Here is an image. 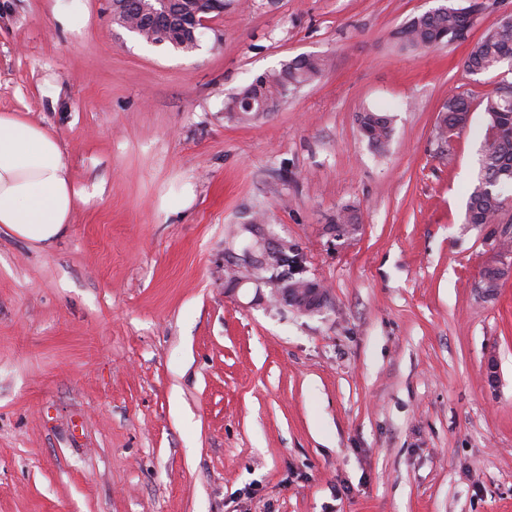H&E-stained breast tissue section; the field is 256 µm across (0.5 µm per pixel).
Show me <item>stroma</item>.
Instances as JSON below:
<instances>
[{
    "mask_svg": "<svg viewBox=\"0 0 512 512\" xmlns=\"http://www.w3.org/2000/svg\"><path fill=\"white\" fill-rule=\"evenodd\" d=\"M448 1L224 0L182 52L108 0H0V113L89 191L52 244L0 233V512H512V276L481 287L512 200L463 221L498 76L397 37ZM300 55L326 71L229 118ZM246 240L299 252L323 308ZM444 115L442 118V134L450 128L464 129L471 112V102L462 95H454L448 98L443 106ZM359 130L368 142L379 149L384 148L393 134V115L389 112L366 110L358 115ZM284 257L285 255L282 249H269L264 254V257L258 260V266L273 272V276L277 280L279 288H281L280 297L287 305L292 306L302 314L317 312L324 302V291L321 285L317 281H314L317 284L316 288H311V292L304 297L300 290H298V288L304 287L293 283V279L287 277V267L284 272L278 265H276L275 261L278 260L279 263H282L281 259ZM265 262L268 264H274V266L267 265ZM316 292L318 294H314Z\"/></svg>",
    "mask_w": 512,
    "mask_h": 512,
    "instance_id": "35a3bbf8",
    "label": "stroma"
}]
</instances>
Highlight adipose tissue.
Returning a JSON list of instances; mask_svg holds the SVG:
<instances>
[{
  "label": "adipose tissue",
  "mask_w": 512,
  "mask_h": 512,
  "mask_svg": "<svg viewBox=\"0 0 512 512\" xmlns=\"http://www.w3.org/2000/svg\"><path fill=\"white\" fill-rule=\"evenodd\" d=\"M83 191L56 138L13 112L0 113V232L37 245L62 236Z\"/></svg>",
  "instance_id": "ef3b65f1"
}]
</instances>
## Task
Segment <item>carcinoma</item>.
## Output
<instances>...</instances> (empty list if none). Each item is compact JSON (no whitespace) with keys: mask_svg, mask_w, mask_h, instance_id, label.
Returning <instances> with one entry per match:
<instances>
[{"mask_svg":"<svg viewBox=\"0 0 512 512\" xmlns=\"http://www.w3.org/2000/svg\"><path fill=\"white\" fill-rule=\"evenodd\" d=\"M463 23V18L453 13H423L411 18L398 31L399 39L413 49H430L448 46V39ZM166 45L180 51L197 48L190 30L181 25L169 27ZM512 60V30L492 28L478 39L463 61V66L473 73H488ZM324 58L314 55L299 56L279 70L258 76L242 87L227 104L230 117L249 121L258 115L250 103L281 100L296 89L317 79L325 70ZM487 115L476 182L468 196L463 223L494 224L502 211L506 192L512 189V83L504 94L490 93L482 100ZM442 131L450 128L464 129L471 112V102L462 95L448 98L443 106ZM359 130L368 142L384 148L393 134V116L388 112L366 110L358 115Z\"/></svg>","mask_w":512,"mask_h":512,"instance_id":"cac0c4a2","label":"carcinoma"}]
</instances>
